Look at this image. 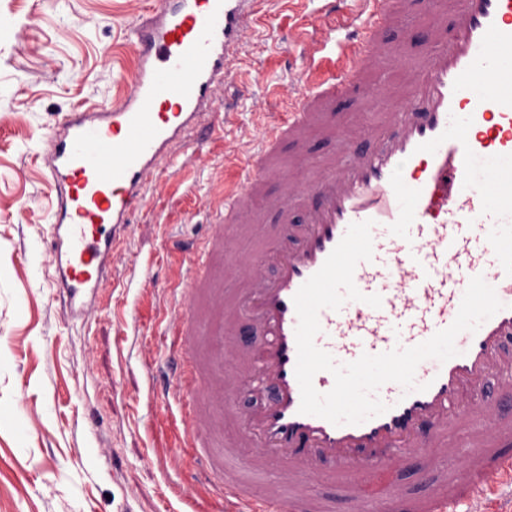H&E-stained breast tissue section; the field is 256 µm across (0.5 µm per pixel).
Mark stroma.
I'll list each match as a JSON object with an SVG mask.
<instances>
[{
  "mask_svg": "<svg viewBox=\"0 0 512 512\" xmlns=\"http://www.w3.org/2000/svg\"><path fill=\"white\" fill-rule=\"evenodd\" d=\"M160 0H0V29L31 26L28 51L0 41V512H213L178 458L184 405L150 403L169 357L167 321L191 297L178 277L191 259L173 243L206 245L223 233L216 201L244 176L262 132L289 107L319 40L317 0H252L235 49L232 84H216L204 108L158 160L129 224L116 240L108 286L88 317L70 314L48 246L54 194L44 157L67 115L110 107L125 91L139 52L133 31ZM437 17L419 0L412 21L390 26L397 56L380 62V91H392L426 58ZM332 134L311 131L320 161L336 139L371 120L361 97L333 107ZM280 218L261 211L227 250L243 260L276 241Z\"/></svg>",
  "mask_w": 512,
  "mask_h": 512,
  "instance_id": "35a3bbf8",
  "label": "stroma"
}]
</instances>
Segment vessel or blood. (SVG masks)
<instances>
[{
	"label": "vessel or blood",
	"instance_id": "vessel-or-blood-1",
	"mask_svg": "<svg viewBox=\"0 0 512 512\" xmlns=\"http://www.w3.org/2000/svg\"><path fill=\"white\" fill-rule=\"evenodd\" d=\"M245 3L164 0L155 20L134 32L140 59L123 97L103 114L71 115L50 135L45 166L56 208L49 234L70 308L87 312L106 287L112 241L154 161L227 77ZM371 3L370 22L341 37L325 29L309 56L312 85L292 96L244 179L225 192L224 236L211 248L225 249L259 203L285 225L304 211V223L291 227L288 243L242 263L246 285L232 300L221 282L196 272L191 291L203 295L206 310L190 305L170 319L173 354L160 386L187 404L185 458L205 467L204 489L222 512H390L397 460L419 458L418 476L430 480L464 423L479 456L411 499L408 512H455L512 488V460L502 453L512 445V0H429L434 13L452 15V33L435 35L434 53L401 83L400 108L367 124L370 147L341 139L308 180L290 181L276 195L264 190L279 173L282 142L303 151L306 132L326 128L332 103L351 92L374 101L366 75L394 55L381 33L409 19L410 9L409 0ZM366 220L373 257L357 264L353 281L382 305L348 301L320 311L314 342L336 363L430 339L454 321L478 275L502 308L477 331L457 335V356L422 361L415 390L383 384L376 396L386 412L335 425L300 411L294 297L348 226ZM268 265L270 279L262 274ZM243 318L260 337L239 348L228 368L224 342ZM243 390L264 404L231 446L215 447ZM249 446L256 452L243 468H225L226 457ZM312 478L338 482L342 505L312 491Z\"/></svg>",
	"mask_w": 512,
	"mask_h": 512
}]
</instances>
